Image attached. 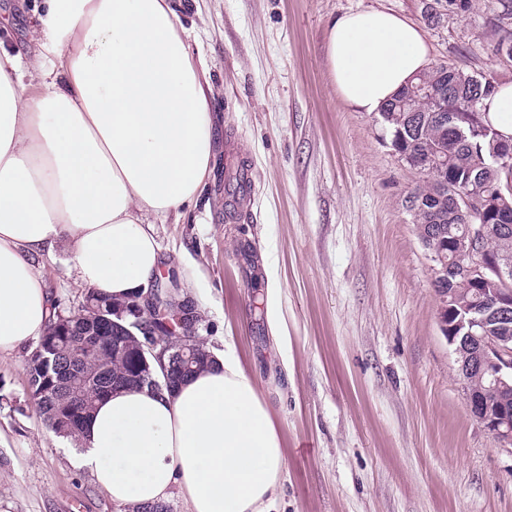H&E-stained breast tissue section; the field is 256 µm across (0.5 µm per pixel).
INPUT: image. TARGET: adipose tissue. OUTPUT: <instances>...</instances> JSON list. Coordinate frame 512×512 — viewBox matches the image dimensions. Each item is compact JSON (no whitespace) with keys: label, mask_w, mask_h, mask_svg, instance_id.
Instances as JSON below:
<instances>
[{"label":"adipose tissue","mask_w":512,"mask_h":512,"mask_svg":"<svg viewBox=\"0 0 512 512\" xmlns=\"http://www.w3.org/2000/svg\"><path fill=\"white\" fill-rule=\"evenodd\" d=\"M180 0H46L28 42L0 41V351L42 335L51 307L33 260L64 246L70 270L116 302L146 293L161 262L150 213H179L213 156L212 86ZM342 99L379 113L429 66L413 23L382 9L328 27ZM75 462L113 501L180 494L188 512H272L285 456L270 411L232 350L173 391L119 389L97 404Z\"/></svg>","instance_id":"1"}]
</instances>
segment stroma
<instances>
[{"mask_svg":"<svg viewBox=\"0 0 512 512\" xmlns=\"http://www.w3.org/2000/svg\"><path fill=\"white\" fill-rule=\"evenodd\" d=\"M185 2L216 142L198 199L155 227L161 272L272 412L286 459L276 512H512V454L470 411L434 263L405 207L427 175L401 160L378 115L340 97L326 60L330 20L376 8L419 26L431 63L512 81L495 50L497 0L435 23L427 0ZM32 11L33 0H0L6 42L26 48ZM241 173L250 186L233 211ZM37 264L61 308L83 302L63 248ZM30 350L0 352V512H129L36 415Z\"/></svg>","mask_w":512,"mask_h":512,"instance_id":"1","label":"stroma"}]
</instances>
